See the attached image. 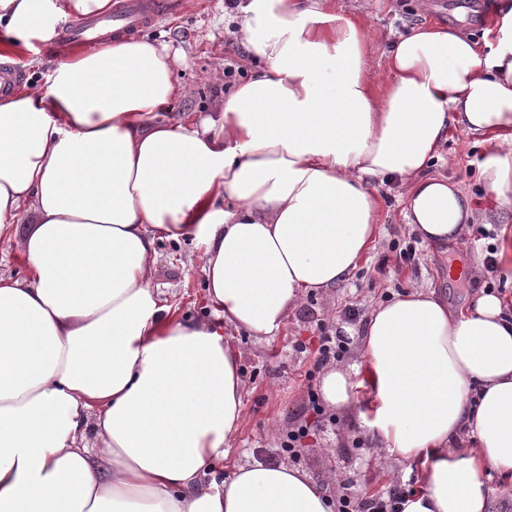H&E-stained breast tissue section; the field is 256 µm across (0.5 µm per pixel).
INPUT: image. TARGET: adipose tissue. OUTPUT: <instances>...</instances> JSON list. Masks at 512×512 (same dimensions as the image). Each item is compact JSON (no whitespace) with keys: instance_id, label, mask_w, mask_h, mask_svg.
Masks as SVG:
<instances>
[{"instance_id":"1","label":"adipose tissue","mask_w":512,"mask_h":512,"mask_svg":"<svg viewBox=\"0 0 512 512\" xmlns=\"http://www.w3.org/2000/svg\"><path fill=\"white\" fill-rule=\"evenodd\" d=\"M112 0H0L16 46ZM241 34L263 69L197 121L169 117L182 87L140 37L74 52L45 86L0 102V245L31 217L21 276L0 275V512H331L302 470L256 460L210 473L243 422L245 383L226 328L272 336L304 295L346 282L374 243L378 183L437 249L479 207L426 172L451 129L489 150L480 177L512 212V0L481 47L420 25L371 76L370 42L341 0H243ZM192 237L220 322L154 288L156 243ZM370 393L361 402L360 389ZM322 400L416 465L403 512H495L489 471L512 476V313L419 288L374 308L351 368Z\"/></svg>"}]
</instances>
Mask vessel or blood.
Returning <instances> with one entry per match:
<instances>
[{"label":"vessel or blood","instance_id":"b4317fda","mask_svg":"<svg viewBox=\"0 0 512 512\" xmlns=\"http://www.w3.org/2000/svg\"><path fill=\"white\" fill-rule=\"evenodd\" d=\"M178 0H117L110 13L93 15L63 30L61 48L91 44L108 36H129L174 11ZM22 76L12 63L0 62V99L9 97Z\"/></svg>","mask_w":512,"mask_h":512}]
</instances>
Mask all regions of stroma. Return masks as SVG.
Segmentation results:
<instances>
[{"label": "stroma", "mask_w": 512, "mask_h": 512, "mask_svg": "<svg viewBox=\"0 0 512 512\" xmlns=\"http://www.w3.org/2000/svg\"><path fill=\"white\" fill-rule=\"evenodd\" d=\"M345 9L358 18L371 43L370 67L376 83L388 81L385 54L396 38L423 24L464 25L473 40L484 41L486 21L498 10L501 0H451L444 11L436 0H342ZM242 16L227 0H180L174 15L145 28L149 38L166 43L179 52L175 79L186 93L176 100L171 112L176 118L194 119L214 111L224 97L257 70L241 39ZM9 61L25 73V84H43L63 58L55 48L34 42L32 50L12 53ZM487 144L475 142L463 130L452 129L432 160L429 171L452 179L480 207L489 196L479 178L481 158ZM381 199L379 233L358 268L344 284L323 293H311L290 307L281 334L261 337L243 331L232 333L230 341L239 354V367L246 382L243 396V424L230 442L223 460L214 471L231 478L235 467L260 455H276L278 462L303 470L319 485L345 482L351 494L379 495L397 483L416 482V470L380 462L375 444L362 428L348 435L326 434L308 437L294 454H279L283 434L306 416L307 392L317 387L322 375L315 365L320 325H328L347 338L350 352L343 366L354 364L361 330L371 310L413 288H428L446 297L456 308L474 294L492 288L512 305V263L501 264V280L488 281L482 256L488 244L479 232L437 251L427 247L403 218V204L397 184L378 186ZM414 247L418 258L404 261L401 250ZM203 246L193 239L160 242L154 258V283L167 303L195 318L215 319L216 313L205 295L202 272ZM358 311L357 320L342 317L345 309ZM360 447H350V440Z\"/></svg>", "instance_id": "1"}]
</instances>
